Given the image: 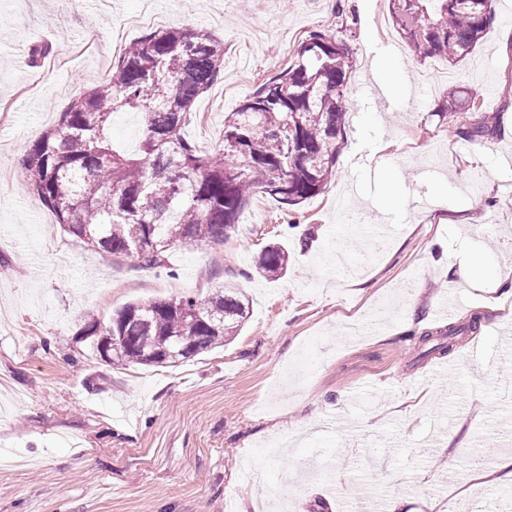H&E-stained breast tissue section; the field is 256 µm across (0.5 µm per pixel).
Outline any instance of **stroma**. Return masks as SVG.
I'll return each instance as SVG.
<instances>
[{"instance_id": "1", "label": "stroma", "mask_w": 512, "mask_h": 512, "mask_svg": "<svg viewBox=\"0 0 512 512\" xmlns=\"http://www.w3.org/2000/svg\"><path fill=\"white\" fill-rule=\"evenodd\" d=\"M161 28L224 44L221 80L194 103L201 151L224 115L290 65L309 31L355 12L350 111L336 176L297 206L255 195L223 244L166 252V276L104 261L25 192L29 145L111 62L75 51ZM458 64L414 60L388 0H0V512H512V481L472 496L470 465L512 459V304L494 281L461 283V263L512 267V0ZM50 48L30 63L33 45ZM426 87L412 98L410 84ZM465 88L499 109L500 132L461 138L438 104ZM387 91L379 109L377 94ZM394 227L380 252L355 232L353 272L337 273L341 225L359 214ZM51 225L44 236L43 225ZM288 251L280 278L254 271ZM233 283L250 313L226 345L175 366L102 359L86 319L107 325L131 302L200 298ZM448 299L453 322L434 316ZM475 324L445 355L425 334ZM252 463L254 478L240 479ZM288 253L280 246L273 244L266 246L259 254L255 271L259 275L277 276L287 269Z\"/></svg>"}]
</instances>
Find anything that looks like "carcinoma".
Masks as SVG:
<instances>
[{"label": "carcinoma", "instance_id": "carcinoma-1", "mask_svg": "<svg viewBox=\"0 0 512 512\" xmlns=\"http://www.w3.org/2000/svg\"><path fill=\"white\" fill-rule=\"evenodd\" d=\"M389 2L396 31L414 54L440 56L450 65L469 56L494 22L493 0ZM352 60L348 39L310 32L293 64L224 113L218 149L203 153L186 129L196 100L220 79L224 44L201 31L151 32L125 50L106 83L77 98L29 146L26 188L101 257L122 254L163 268L172 244H222L255 194L296 206L324 189L336 175ZM120 111L141 116L133 153L117 150L109 136L112 115ZM438 111L468 141L499 132L498 118L478 107L474 95L463 101L451 90ZM287 263L283 248L268 245L255 271L277 276ZM248 314L246 297L226 286L204 300L129 303L109 325L92 320L84 331L99 337L100 355L117 365H175L224 345ZM176 340L189 349L169 359L162 348Z\"/></svg>", "mask_w": 512, "mask_h": 512}]
</instances>
